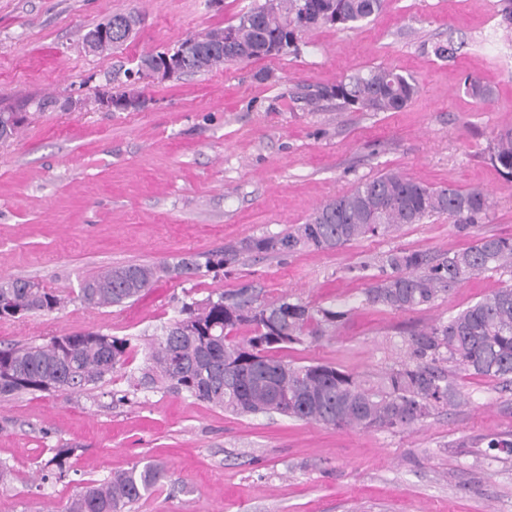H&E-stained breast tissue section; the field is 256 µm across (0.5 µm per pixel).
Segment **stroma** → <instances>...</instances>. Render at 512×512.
I'll return each instance as SVG.
<instances>
[{
	"label": "stroma",
	"mask_w": 512,
	"mask_h": 512,
	"mask_svg": "<svg viewBox=\"0 0 512 512\" xmlns=\"http://www.w3.org/2000/svg\"><path fill=\"white\" fill-rule=\"evenodd\" d=\"M259 0H0V109L24 107L17 136L0 143V276L20 275L66 295L64 307L0 321V342L42 344L98 331L152 333L182 301L253 287L261 300L290 294L346 310L329 336L285 350L297 364L330 363L363 377L395 356L415 328L447 318L507 278L486 273L427 309L366 304L361 262L393 248L439 254L472 235L444 217L333 251L242 256L230 271L163 280L123 308H89L83 279L107 268L199 254L306 221L330 198L394 170L434 187L479 188L492 209L480 232L512 237V182L489 159L512 127V39L500 0H387L352 29L319 27L298 55L227 65L165 82L143 81L140 112L37 109L109 90L114 68L234 23ZM141 13L116 53L91 54L82 35L116 12ZM453 41L455 57L435 43ZM382 65L420 91L399 112L310 104L317 88ZM493 90L480 102L466 76ZM141 355L97 387L0 398V512H55L86 482L138 462L163 461V486L132 512H512V457L474 441L512 436V383L463 373L470 406L397 432L327 428L279 415L236 416L186 394L133 390ZM72 455L62 478L42 480L53 449Z\"/></svg>",
	"instance_id": "1"
}]
</instances>
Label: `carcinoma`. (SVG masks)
I'll list each match as a JSON object with an SVG mask.
<instances>
[{
    "label": "carcinoma",
    "instance_id": "obj_1",
    "mask_svg": "<svg viewBox=\"0 0 512 512\" xmlns=\"http://www.w3.org/2000/svg\"><path fill=\"white\" fill-rule=\"evenodd\" d=\"M386 0H264L241 13L235 23L184 39L197 43L186 60V73L205 74L226 64L295 54L302 35L322 25L342 29L380 14ZM112 46L122 47L141 23L135 11L113 14ZM131 70L112 71L120 104L141 91ZM478 101L492 90L476 77L465 80ZM411 76L377 66L357 73L317 97L363 112H400L418 95ZM24 116L0 112V142L18 134ZM490 160L512 182V127L497 133ZM490 198L481 189L430 187L399 172H384L358 183L350 192L318 206L305 223L288 231L249 237L234 246L176 261L112 267L85 279L78 298L91 307H123L137 301L156 282L190 281L201 270H222L241 254L277 256L300 249L334 250L365 237L385 236L407 224L444 216L469 232L487 218ZM372 275L366 288L369 305L393 312L429 308L441 294L481 274L512 278V237L477 235L461 250L437 256L392 249L359 266ZM65 298L22 276L0 277V321L59 309ZM347 311L314 306L284 295L259 299L250 288L220 292L201 302L185 303L178 315L156 328L144 349L146 369L138 385H163L237 415L277 413L326 427L355 426L397 431L425 423L446 410L470 403L451 374L512 380V286L506 285L434 325L402 338L399 356L374 379L332 364L296 365L277 356L293 345L315 342L334 329ZM248 327L240 341L236 332ZM140 349L137 340L95 331L53 338L44 345L0 347V397L37 392L76 393L95 386ZM69 448H56L41 468L64 472ZM168 478L160 461L91 481L60 512H130L131 507Z\"/></svg>",
    "mask_w": 512,
    "mask_h": 512
}]
</instances>
